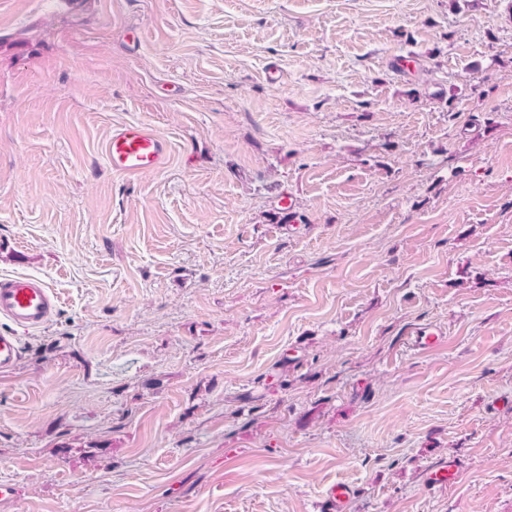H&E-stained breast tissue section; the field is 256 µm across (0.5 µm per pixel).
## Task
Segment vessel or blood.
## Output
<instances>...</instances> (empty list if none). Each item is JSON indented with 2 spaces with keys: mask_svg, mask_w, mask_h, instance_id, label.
<instances>
[{
  "mask_svg": "<svg viewBox=\"0 0 512 512\" xmlns=\"http://www.w3.org/2000/svg\"><path fill=\"white\" fill-rule=\"evenodd\" d=\"M169 154L168 142L140 122L114 129L104 145V155L112 171L126 176L162 169ZM57 309V295L43 278L32 275L0 278V372L15 369L22 358L20 331L43 329L53 320ZM457 474L455 461H443L425 470L423 482L427 487L442 489L452 484ZM352 497L349 485L330 486L323 501L325 512H347Z\"/></svg>",
  "mask_w": 512,
  "mask_h": 512,
  "instance_id": "1",
  "label": "vessel or blood"
}]
</instances>
